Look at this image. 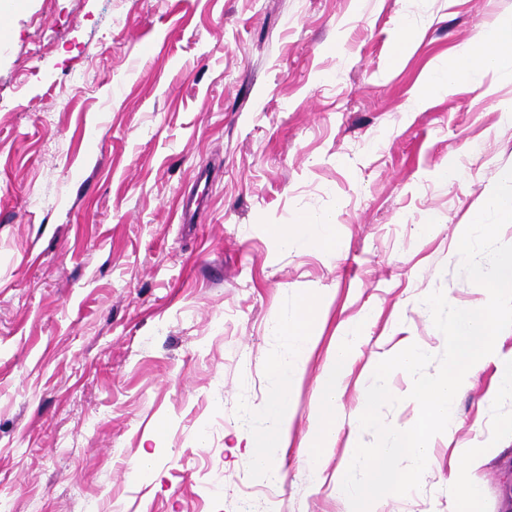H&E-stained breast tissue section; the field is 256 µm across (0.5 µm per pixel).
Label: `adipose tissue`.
I'll return each mask as SVG.
<instances>
[{
	"mask_svg": "<svg viewBox=\"0 0 512 512\" xmlns=\"http://www.w3.org/2000/svg\"><path fill=\"white\" fill-rule=\"evenodd\" d=\"M509 51H512V17L501 20L492 30L475 35L461 46L447 69L426 75L418 89V103H426L430 97L440 93L455 91L470 80L474 68L495 71ZM330 229V224L324 219L303 216L293 224L272 225L270 233L282 246L289 247L301 242H330ZM316 304V299H305L304 314L283 316L270 324L271 330L283 338L287 351L272 366L277 389L261 409L264 425L250 434L246 446L256 472L272 483L284 479L277 458L289 446L290 397L309 354L318 343L314 327ZM355 341V336L350 335L330 346L317 380L318 419L300 443L305 450L304 463L314 472L321 467V449L328 447L336 438L337 402L344 377L352 364L351 349Z\"/></svg>",
	"mask_w": 512,
	"mask_h": 512,
	"instance_id": "1",
	"label": "adipose tissue"
}]
</instances>
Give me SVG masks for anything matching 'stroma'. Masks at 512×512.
I'll return each mask as SVG.
<instances>
[{
	"label": "stroma",
	"instance_id": "stroma-1",
	"mask_svg": "<svg viewBox=\"0 0 512 512\" xmlns=\"http://www.w3.org/2000/svg\"><path fill=\"white\" fill-rule=\"evenodd\" d=\"M511 14L512 0H0V512H347L336 477L375 439L350 430L362 389L405 346L441 355L428 294L482 302L456 242L512 167V55L425 106L416 90ZM202 168L205 210L181 223ZM303 215L332 220V247L270 236ZM309 292L319 342L275 484L240 444L285 349L269 325ZM352 326L315 476L298 444ZM494 373L456 399L420 490L387 512H451L454 463L490 443ZM388 385L383 421H416L410 375ZM490 445L470 477L488 512H512V437Z\"/></svg>",
	"mask_w": 512,
	"mask_h": 512
}]
</instances>
